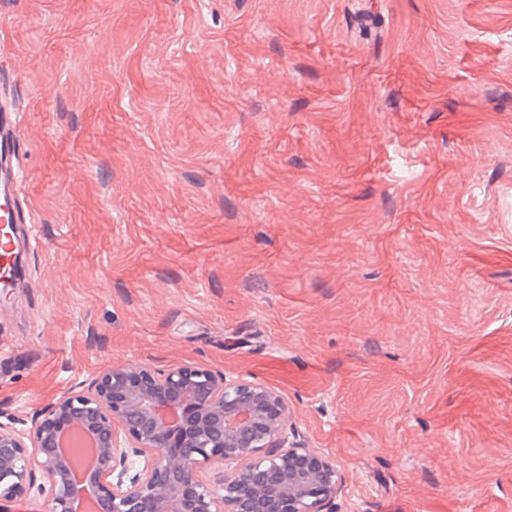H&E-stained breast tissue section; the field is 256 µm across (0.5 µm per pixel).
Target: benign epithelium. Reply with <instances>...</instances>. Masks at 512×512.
I'll use <instances>...</instances> for the list:
<instances>
[{
	"label": "benign epithelium",
	"instance_id": "7a95c632",
	"mask_svg": "<svg viewBox=\"0 0 512 512\" xmlns=\"http://www.w3.org/2000/svg\"><path fill=\"white\" fill-rule=\"evenodd\" d=\"M277 389L187 364L117 362L33 415L0 422V503L27 490L48 512H342L344 477L288 425ZM71 432L97 459L76 478L61 451ZM215 463L221 477L206 478Z\"/></svg>",
	"mask_w": 512,
	"mask_h": 512
}]
</instances>
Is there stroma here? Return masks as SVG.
I'll list each match as a JSON object with an SVG mask.
<instances>
[{
  "instance_id": "stroma-1",
  "label": "stroma",
  "mask_w": 512,
  "mask_h": 512,
  "mask_svg": "<svg viewBox=\"0 0 512 512\" xmlns=\"http://www.w3.org/2000/svg\"><path fill=\"white\" fill-rule=\"evenodd\" d=\"M0 103V418L197 363L343 512H512V0H0ZM20 120L14 113H0V161L2 170L0 172V223L7 224V231L0 237V256L5 257L13 249H19L20 243L17 238L12 220V203L15 205L16 194L21 182V170L16 167L17 173L14 178L13 160H16V146L19 137ZM5 239V241L3 240Z\"/></svg>"
}]
</instances>
